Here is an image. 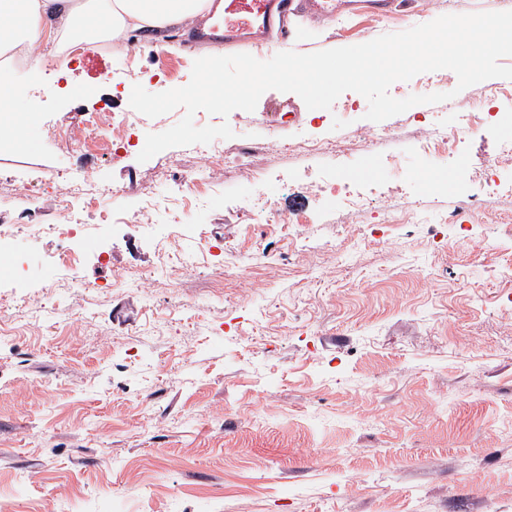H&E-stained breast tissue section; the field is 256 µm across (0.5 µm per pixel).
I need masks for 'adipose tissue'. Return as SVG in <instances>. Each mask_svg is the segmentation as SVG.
Wrapping results in <instances>:
<instances>
[{"instance_id":"obj_1","label":"adipose tissue","mask_w":512,"mask_h":512,"mask_svg":"<svg viewBox=\"0 0 512 512\" xmlns=\"http://www.w3.org/2000/svg\"><path fill=\"white\" fill-rule=\"evenodd\" d=\"M207 0H0L11 46L36 49L47 28L63 34L75 27L118 37L130 29L158 30L190 23Z\"/></svg>"}]
</instances>
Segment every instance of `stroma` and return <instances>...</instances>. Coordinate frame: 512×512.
<instances>
[{
  "label": "stroma",
  "mask_w": 512,
  "mask_h": 512,
  "mask_svg": "<svg viewBox=\"0 0 512 512\" xmlns=\"http://www.w3.org/2000/svg\"><path fill=\"white\" fill-rule=\"evenodd\" d=\"M511 10L399 0L384 15L297 17L287 45L258 57ZM180 35L142 31L144 49L81 62L47 41L40 66L9 74L0 112L21 137L0 147V223L17 226L23 264L0 275V512H512V195L473 176L497 154L512 79L461 90L447 70L422 73L403 95L453 99L376 124L357 93L346 110L269 90L251 112H197L199 127L228 122L227 158L260 153L192 197V147L141 163L99 139L59 144L55 130L96 113L132 117L141 142L176 125L183 108L150 118L129 98L185 86L195 59L224 53ZM469 112L486 115L473 132ZM426 126L455 128L453 151H422ZM308 140L332 148L301 153ZM76 173L113 188L101 209L119 220L84 210L83 256L63 270L50 253L74 244L29 227L66 223L53 190ZM256 194L272 205L262 223ZM178 253L192 271L165 267ZM228 259L241 276L225 277Z\"/></svg>",
  "instance_id": "obj_1"
}]
</instances>
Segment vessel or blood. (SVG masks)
Here are the masks:
<instances>
[{"label":"vessel or blood","instance_id":"vessel-or-blood-1","mask_svg":"<svg viewBox=\"0 0 512 512\" xmlns=\"http://www.w3.org/2000/svg\"><path fill=\"white\" fill-rule=\"evenodd\" d=\"M396 0H223L221 14H208L189 30L196 43L234 46L276 33L287 40L288 20L293 16L321 19L345 9L366 7L378 12L392 9Z\"/></svg>","mask_w":512,"mask_h":512}]
</instances>
